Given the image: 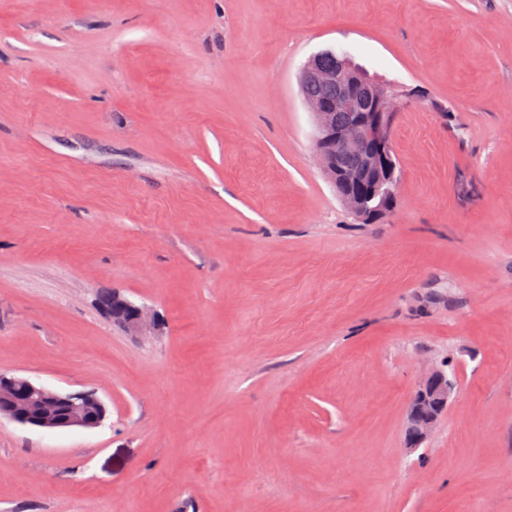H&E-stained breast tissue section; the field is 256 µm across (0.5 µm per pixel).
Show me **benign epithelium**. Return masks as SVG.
Here are the masks:
<instances>
[{
    "label": "benign epithelium",
    "instance_id": "benign-epithelium-1",
    "mask_svg": "<svg viewBox=\"0 0 512 512\" xmlns=\"http://www.w3.org/2000/svg\"><path fill=\"white\" fill-rule=\"evenodd\" d=\"M303 74L313 75L336 89V96L331 100L307 101L317 125L313 150L328 179L334 183L346 178L359 187L382 190L385 199L395 203L400 179L395 174L393 161L394 103L401 99L409 102L415 93L367 80L343 59L337 60L336 68L323 70L319 67V56L315 55L304 66ZM336 111L350 113L351 123L339 128L330 125L328 113ZM343 149L364 155L363 167L348 175L336 169L334 158ZM114 300L129 310L122 323L129 334L141 336L155 325V314L147 306L137 305L117 293ZM15 379L14 375H0V419L43 431L95 429L105 419L103 412L86 413L90 404L103 408V401L90 392L59 391L24 377V391L14 393L10 384ZM455 392L446 363L435 366L417 382L409 400L404 435L406 447L416 449L427 440L448 410Z\"/></svg>",
    "mask_w": 512,
    "mask_h": 512
}]
</instances>
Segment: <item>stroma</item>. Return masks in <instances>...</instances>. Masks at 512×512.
Returning a JSON list of instances; mask_svg holds the SVG:
<instances>
[{"instance_id":"stroma-1","label":"stroma","mask_w":512,"mask_h":512,"mask_svg":"<svg viewBox=\"0 0 512 512\" xmlns=\"http://www.w3.org/2000/svg\"><path fill=\"white\" fill-rule=\"evenodd\" d=\"M328 48L416 93L378 224L313 158ZM0 373L108 408L1 421L0 512H512V0H0ZM114 301L129 310V315L125 322L120 323L124 329L131 335L141 336L147 329L155 326V314L145 305H137L120 294L114 293ZM455 392V383L448 376V362L435 366L417 382L409 400L404 435L406 447L416 449L427 440L438 420L448 410Z\"/></svg>"}]
</instances>
